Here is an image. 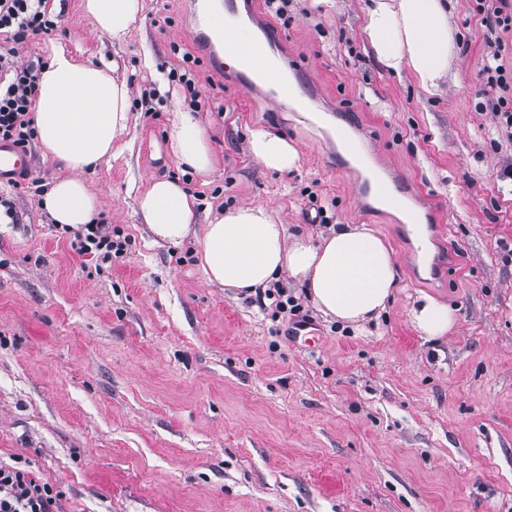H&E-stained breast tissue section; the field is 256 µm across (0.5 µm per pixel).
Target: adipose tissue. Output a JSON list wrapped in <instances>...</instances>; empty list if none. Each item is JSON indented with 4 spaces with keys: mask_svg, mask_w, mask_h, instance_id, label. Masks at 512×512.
Masks as SVG:
<instances>
[{
    "mask_svg": "<svg viewBox=\"0 0 512 512\" xmlns=\"http://www.w3.org/2000/svg\"><path fill=\"white\" fill-rule=\"evenodd\" d=\"M96 29L118 41L137 20L142 0H82ZM364 34L388 71L410 73L427 95L443 84L458 83V37L443 0H369ZM131 95L115 66L80 61L63 44H53L36 91L34 126L45 159L61 171L43 196L54 223L73 229L89 223L97 206L82 175L123 150L131 120ZM167 141L184 170L201 177L217 166L216 155L193 113L174 112ZM252 155L267 169L297 167L299 151L285 138L266 131L251 135ZM198 198L178 182L155 178L136 199V213L152 241L178 247L197 219ZM209 282L239 293L266 286L280 274L306 286L326 316L360 326L377 318L393 296L398 271L385 239L364 224H341L319 243L288 240L261 205L224 211L205 226L198 252ZM410 321L426 341L447 336L453 310L432 296L420 295Z\"/></svg>",
    "mask_w": 512,
    "mask_h": 512,
    "instance_id": "obj_1",
    "label": "adipose tissue"
}]
</instances>
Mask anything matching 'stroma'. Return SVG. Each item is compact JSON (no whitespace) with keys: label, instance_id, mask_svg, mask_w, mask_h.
Masks as SVG:
<instances>
[{"label":"stroma","instance_id":"1","mask_svg":"<svg viewBox=\"0 0 512 512\" xmlns=\"http://www.w3.org/2000/svg\"><path fill=\"white\" fill-rule=\"evenodd\" d=\"M81 2L50 0L56 30L21 56L60 42L112 59L131 87L124 152L84 175L126 243L83 261L41 197L0 185L13 203L0 223V460L23 455L61 484L62 512H512V139L492 112L482 60L494 36L474 0L450 4L462 81L434 97L378 63L360 0H290L287 20L266 17L259 38L285 41L335 108L308 120L213 78L180 0H144L120 41L99 36ZM180 50L199 60L191 92L168 78ZM177 106L217 156L207 178L169 153ZM340 119L421 187L428 255L395 213L358 204L323 141ZM257 130L295 144L298 167L257 162ZM155 177L200 200L182 247L153 244L135 214ZM242 203L267 207L291 239L376 228L399 274L393 301L358 328L281 275L300 324L264 290L211 284L196 258L204 227ZM422 293L455 313L442 340L411 324Z\"/></svg>","mask_w":512,"mask_h":512}]
</instances>
